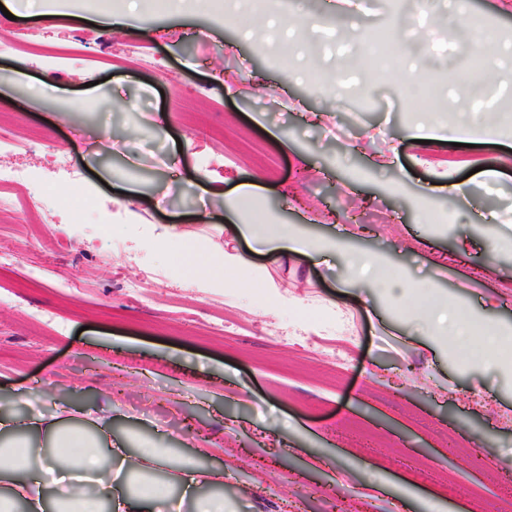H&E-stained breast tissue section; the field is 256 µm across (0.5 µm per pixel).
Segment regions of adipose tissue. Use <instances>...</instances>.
<instances>
[{
  "label": "adipose tissue",
  "mask_w": 512,
  "mask_h": 512,
  "mask_svg": "<svg viewBox=\"0 0 512 512\" xmlns=\"http://www.w3.org/2000/svg\"><path fill=\"white\" fill-rule=\"evenodd\" d=\"M245 239L281 256L321 257L335 251V242H314L296 224H240ZM351 267L360 271L359 288H390L401 293L416 283L404 275L376 268L369 255L352 253ZM75 408L58 406L51 418L23 417L10 407L0 408V481L8 494L0 495V512H13L24 502L27 512H162L164 498L152 483L138 475L157 460L156 449L137 455L112 444V418L102 415L90 426H70ZM42 435L45 452L32 456L27 433Z\"/></svg>",
  "instance_id": "ef3b65f1"
}]
</instances>
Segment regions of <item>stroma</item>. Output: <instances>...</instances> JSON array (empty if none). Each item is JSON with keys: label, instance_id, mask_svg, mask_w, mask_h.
I'll use <instances>...</instances> for the list:
<instances>
[{"label": "stroma", "instance_id": "35a3bbf8", "mask_svg": "<svg viewBox=\"0 0 512 512\" xmlns=\"http://www.w3.org/2000/svg\"><path fill=\"white\" fill-rule=\"evenodd\" d=\"M224 0L170 11L119 0L132 27L52 26L0 13V166L44 189L38 215L0 213V407L112 406V439L164 449L148 478L180 494L176 467L223 470L226 512H482L512 497V350L471 337L452 350L380 288H355L339 253L252 254L265 280L211 269L244 247L239 221L297 224L431 284L442 307L512 325V74L479 99L455 80L501 59L512 0H273L223 23ZM40 35L16 50L21 29ZM398 76L373 82L351 54L419 33ZM139 45L137 62L126 49ZM343 79V92L311 83ZM430 83L408 94L401 81ZM497 115L467 147L408 132ZM204 187L190 186L187 174ZM257 195L241 216L227 203ZM458 183L466 195L446 190ZM319 336L348 339L341 373ZM343 498L327 497L336 473Z\"/></svg>", "mask_w": 512, "mask_h": 512}]
</instances>
